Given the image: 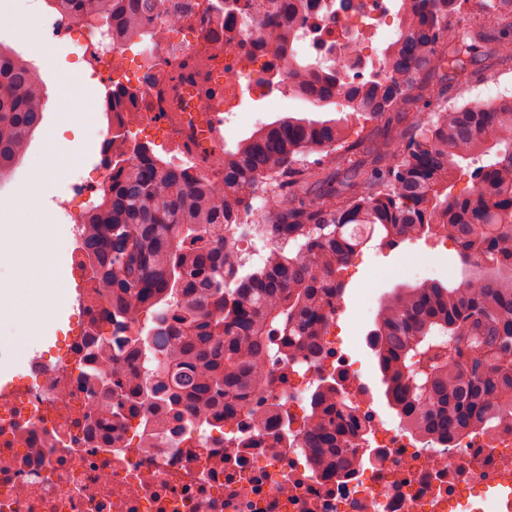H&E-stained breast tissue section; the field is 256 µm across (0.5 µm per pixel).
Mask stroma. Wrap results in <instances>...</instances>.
Wrapping results in <instances>:
<instances>
[{"mask_svg": "<svg viewBox=\"0 0 512 512\" xmlns=\"http://www.w3.org/2000/svg\"><path fill=\"white\" fill-rule=\"evenodd\" d=\"M74 138L73 130L59 124L53 110H46L8 191L0 190V226L11 227L16 234L33 236V229L16 220L19 192L45 150L55 141ZM462 273L463 265L455 245L436 239L405 241L394 249L371 241L358 255L356 266L344 270L345 306L337 314L332 330L341 336L343 350L358 361L360 375L372 387L374 406L384 420L393 422L397 416L385 405L377 360L368 345V333L373 327L380 298L399 284L436 279L453 285L460 281Z\"/></svg>", "mask_w": 512, "mask_h": 512, "instance_id": "1", "label": "stroma"}]
</instances>
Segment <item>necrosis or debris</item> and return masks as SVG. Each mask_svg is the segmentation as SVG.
<instances>
[{
    "label": "necrosis or debris",
    "instance_id": "necrosis-or-debris-1",
    "mask_svg": "<svg viewBox=\"0 0 512 512\" xmlns=\"http://www.w3.org/2000/svg\"><path fill=\"white\" fill-rule=\"evenodd\" d=\"M288 25L283 0H162L142 22L141 49L113 46L109 29L44 11L55 39H71L109 87L133 100L103 102L107 133L98 177L84 176L60 202L77 223L96 202L107 157L136 137L194 176L222 183L221 158L235 131L260 125L244 100L278 99L288 78L266 43L262 19ZM293 50L318 68L352 56L372 63L389 49L404 17L397 0H309ZM107 303L79 292L75 323L50 356L26 363L21 380L0 385V512H448V500L512 474V424L466 433L449 445L408 435L385 422L350 355L335 337L315 361L289 368L270 400L308 419L321 378L343 381L342 400L358 405L365 454L341 473L317 467L296 437L278 439L248 410L213 418L191 435L172 411L126 402L99 421V390L85 353L103 326ZM111 446H104V439Z\"/></svg>",
    "mask_w": 512,
    "mask_h": 512
}]
</instances>
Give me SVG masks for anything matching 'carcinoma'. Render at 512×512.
I'll list each match as a JSON object with an SVG mask.
<instances>
[{
	"mask_svg": "<svg viewBox=\"0 0 512 512\" xmlns=\"http://www.w3.org/2000/svg\"><path fill=\"white\" fill-rule=\"evenodd\" d=\"M468 0H403L406 22L388 73L347 82L317 76L293 54L288 94L315 107L343 98L339 118L290 116L266 123L224 153V181L192 178L180 166L134 147L107 160L109 174L81 251L91 285L108 302L106 320L151 313L141 352L152 375H129L120 359L99 374L111 348L91 357L105 402L157 396L190 414L188 430L217 414L251 408L259 421L283 368L318 360L321 337L343 296L341 271L375 236L389 245L424 236L455 243L464 265L455 285L400 284L380 300L369 333L384 396L397 417L439 444L512 414V97L448 106V83L473 78L465 55L485 44L484 70L512 69V0H477L482 19L454 18ZM48 8L112 31L132 32L159 0H46ZM46 106L30 62L0 43V182L20 163ZM358 122L351 140L345 129ZM312 153L318 157L310 160ZM478 155L477 194L454 196L448 182ZM257 197L273 199L256 209ZM253 225L264 259L246 272L237 229ZM310 421L298 431L315 463L342 469L364 428L355 407L336 406V381H320Z\"/></svg>",
	"mask_w": 512,
	"mask_h": 512,
	"instance_id": "obj_1",
	"label": "carcinoma"
}]
</instances>
